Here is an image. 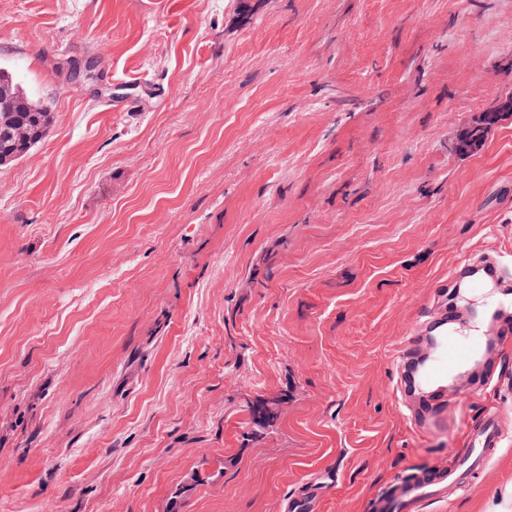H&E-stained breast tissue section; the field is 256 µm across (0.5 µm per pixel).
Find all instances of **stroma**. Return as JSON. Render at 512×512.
Returning <instances> with one entry per match:
<instances>
[{
    "label": "stroma",
    "instance_id": "1",
    "mask_svg": "<svg viewBox=\"0 0 512 512\" xmlns=\"http://www.w3.org/2000/svg\"><path fill=\"white\" fill-rule=\"evenodd\" d=\"M0 68L52 115L0 165V512H371L499 408L479 488L421 509L489 512L512 344L428 434L400 347L449 302L495 334L512 287V112L459 148L512 98V0H0Z\"/></svg>",
    "mask_w": 512,
    "mask_h": 512
}]
</instances>
